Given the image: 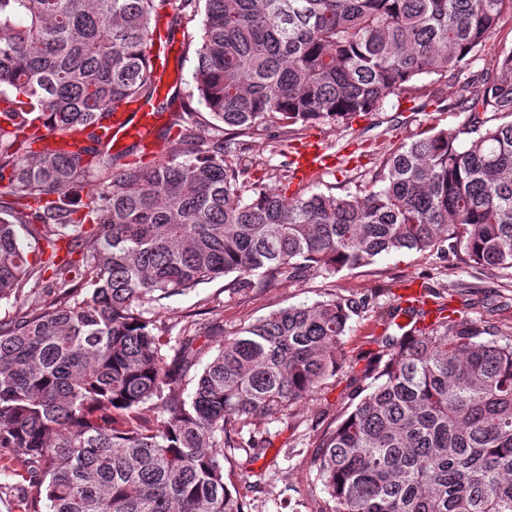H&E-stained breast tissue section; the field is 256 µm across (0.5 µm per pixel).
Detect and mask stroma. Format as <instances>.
Masks as SVG:
<instances>
[{
  "label": "stroma",
  "mask_w": 512,
  "mask_h": 512,
  "mask_svg": "<svg viewBox=\"0 0 512 512\" xmlns=\"http://www.w3.org/2000/svg\"><path fill=\"white\" fill-rule=\"evenodd\" d=\"M510 50L512 16L507 15L488 36L483 51L460 64L456 81L435 85L430 78H420L411 83L407 101L400 103L391 97L375 112L352 122L317 124L290 141L283 153L276 148L277 124L266 125L267 148L251 170L252 181L276 187L280 166L296 159L301 146L313 140L323 152L324 163L310 176L294 175L288 192L302 185L337 195L355 191L370 179L384 155L411 133L432 126L451 131L468 128L469 113L452 106L457 81L480 73L492 58ZM411 282L429 287L430 298L450 303L464 316L512 327V272L475 268L440 252L382 255L373 264L352 271L249 292H233L229 279L219 278L162 300L153 311L170 338L190 332L211 354L225 335L280 308L335 296L362 300L366 307L352 317L343 338L344 351L353 359L367 356L371 337L383 332L376 311L394 306L399 289ZM460 287L473 288V305H465L457 295ZM361 376L357 369L330 378L321 401L294 407L284 421L268 424L270 445L258 459H250L241 449L231 452L224 463V480L228 486L247 490L253 512H325L326 496L311 465L317 452L316 436L357 390ZM22 473L16 453L0 454V512H25Z\"/></svg>",
  "instance_id": "obj_1"
}]
</instances>
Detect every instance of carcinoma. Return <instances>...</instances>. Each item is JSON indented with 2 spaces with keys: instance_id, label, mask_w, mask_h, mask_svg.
Wrapping results in <instances>:
<instances>
[{
  "instance_id": "carcinoma-1",
  "label": "carcinoma",
  "mask_w": 512,
  "mask_h": 512,
  "mask_svg": "<svg viewBox=\"0 0 512 512\" xmlns=\"http://www.w3.org/2000/svg\"><path fill=\"white\" fill-rule=\"evenodd\" d=\"M170 4L0 0V302L31 301L0 322V451L20 454L27 512H251L224 482L228 450L259 455L260 426L343 371L360 308L274 311L198 371L197 337L169 346L148 305L230 274L270 288L400 252L512 269V51L456 82L465 141L415 132L354 193L268 190L246 159L269 121L286 143L421 77L454 79L512 0H179L170 31L202 16L185 35L193 85L159 99L148 46ZM172 98L209 111L206 147L190 111L145 165L98 132L119 102ZM18 224H87L96 247L31 262ZM71 282L83 298L51 291ZM404 315L381 317L367 385L317 439L328 512H512V334Z\"/></svg>"
}]
</instances>
